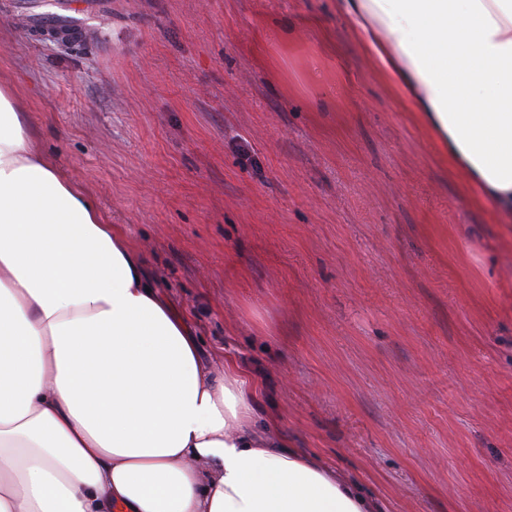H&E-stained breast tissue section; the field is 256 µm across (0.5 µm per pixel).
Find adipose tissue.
I'll return each mask as SVG.
<instances>
[{"label":"adipose tissue","instance_id":"adipose-tissue-1","mask_svg":"<svg viewBox=\"0 0 512 512\" xmlns=\"http://www.w3.org/2000/svg\"><path fill=\"white\" fill-rule=\"evenodd\" d=\"M473 200L512 224V0H335ZM0 82V512H383L259 431Z\"/></svg>","mask_w":512,"mask_h":512}]
</instances>
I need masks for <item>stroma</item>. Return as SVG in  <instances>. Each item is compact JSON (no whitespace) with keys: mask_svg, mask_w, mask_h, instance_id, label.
I'll list each match as a JSON object with an SVG mask.
<instances>
[{"mask_svg":"<svg viewBox=\"0 0 512 512\" xmlns=\"http://www.w3.org/2000/svg\"><path fill=\"white\" fill-rule=\"evenodd\" d=\"M43 2L0 0V76L256 425L384 512H512V233L333 0H104L71 45Z\"/></svg>","mask_w":512,"mask_h":512,"instance_id":"obj_1","label":"stroma"}]
</instances>
